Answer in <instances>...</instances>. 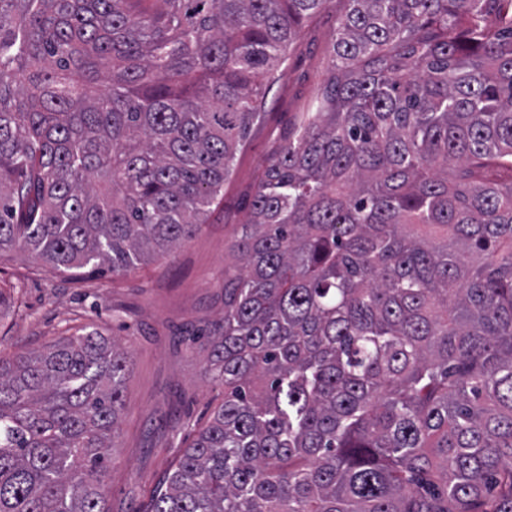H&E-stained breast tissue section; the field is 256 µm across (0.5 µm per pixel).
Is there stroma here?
<instances>
[{
  "mask_svg": "<svg viewBox=\"0 0 512 512\" xmlns=\"http://www.w3.org/2000/svg\"><path fill=\"white\" fill-rule=\"evenodd\" d=\"M343 0H329L288 51L279 80L264 84L262 122L237 154L201 231L167 256L114 274L57 270L0 252V353L32 351L82 329L127 351L126 407L112 438L109 512H145L183 448L224 400L203 380L202 337L224 313V244L247 223L269 160L330 74Z\"/></svg>",
  "mask_w": 512,
  "mask_h": 512,
  "instance_id": "1",
  "label": "stroma"
}]
</instances>
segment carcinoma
Masks as SVG:
<instances>
[{"mask_svg": "<svg viewBox=\"0 0 512 512\" xmlns=\"http://www.w3.org/2000/svg\"><path fill=\"white\" fill-rule=\"evenodd\" d=\"M327 0H0V252L128 271L201 230ZM224 245V385L149 512H512V0H344ZM128 354L0 355V512H109Z\"/></svg>", "mask_w": 512, "mask_h": 512, "instance_id": "obj_1", "label": "carcinoma"}]
</instances>
